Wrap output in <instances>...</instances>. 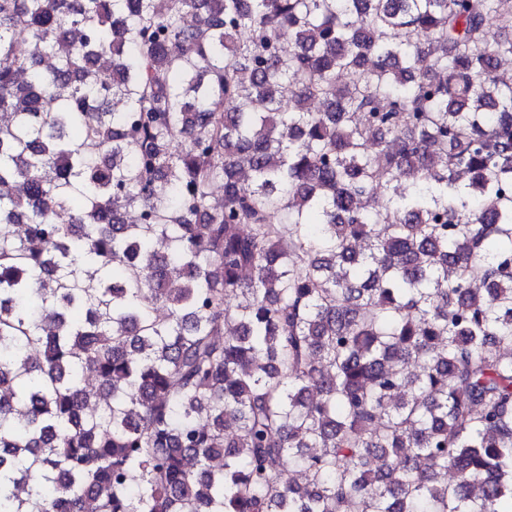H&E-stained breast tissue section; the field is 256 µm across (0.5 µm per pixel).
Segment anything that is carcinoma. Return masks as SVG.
I'll use <instances>...</instances> for the list:
<instances>
[{
  "label": "carcinoma",
  "mask_w": 512,
  "mask_h": 512,
  "mask_svg": "<svg viewBox=\"0 0 512 512\" xmlns=\"http://www.w3.org/2000/svg\"><path fill=\"white\" fill-rule=\"evenodd\" d=\"M507 15L0 0V512H505Z\"/></svg>",
  "instance_id": "carcinoma-1"
}]
</instances>
